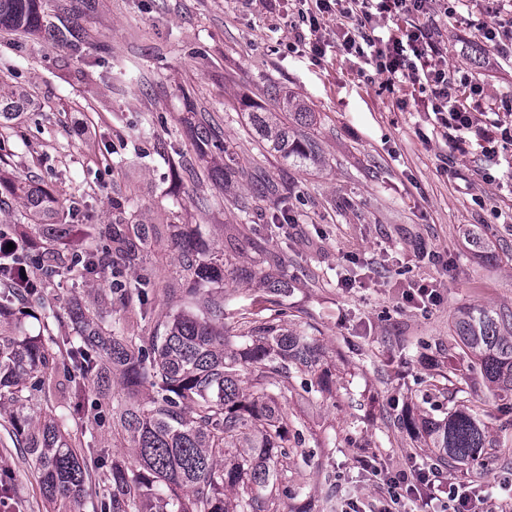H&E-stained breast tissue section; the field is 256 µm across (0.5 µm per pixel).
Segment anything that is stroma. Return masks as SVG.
<instances>
[{
	"mask_svg": "<svg viewBox=\"0 0 512 512\" xmlns=\"http://www.w3.org/2000/svg\"><path fill=\"white\" fill-rule=\"evenodd\" d=\"M90 34L82 54L40 35L0 33V87L23 89L31 108L0 122L7 176L40 185L58 204H74L70 232L38 236L21 201L9 198L0 219L19 225L30 248L80 252L85 230L110 224L116 205L158 228L143 253L174 293L152 300L153 317L182 305L190 282L178 264L181 231L200 228L214 253L232 251L240 277L210 284L238 315L267 307L258 276L280 258L293 290L285 324H310L324 367L336 381L321 396L289 394L290 418L305 422L293 459L303 464L311 512H371L389 476L435 465L401 424L406 412L440 420L464 405L494 439L484 465L442 468L447 480L480 496L512 502V395L497 397L452 338L457 311L512 310V147L489 154L477 136L464 152L433 132L428 96L405 83L388 86L361 59L325 57L295 44L296 12L269 13L262 0H67ZM437 29L449 66L483 86L468 98L477 127L497 120L512 94V52L484 38L491 25L481 0L455 13L423 18ZM485 50L470 59L473 45ZM302 100L316 115L307 128L326 159L301 171L268 153L250 124L247 104L275 109L278 96ZM219 125L243 167H259L277 196L247 214L234 202L257 186L229 175L208 180L220 156L198 150L202 113ZM194 166L198 177H189ZM487 245L474 247L467 229ZM111 271L90 278L55 276L44 302L107 312ZM423 284L440 302H406ZM0 470L12 481L0 512H49L23 449L0 427Z\"/></svg>",
	"mask_w": 512,
	"mask_h": 512,
	"instance_id": "stroma-1",
	"label": "stroma"
}]
</instances>
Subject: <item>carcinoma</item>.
I'll return each mask as SVG.
<instances>
[{"label": "carcinoma", "mask_w": 512, "mask_h": 512, "mask_svg": "<svg viewBox=\"0 0 512 512\" xmlns=\"http://www.w3.org/2000/svg\"><path fill=\"white\" fill-rule=\"evenodd\" d=\"M0 30L13 34L43 32L51 44L79 53L86 32L63 7L57 20L42 28L40 0H0ZM25 103L15 90H0V119ZM251 124L268 149L299 167L321 164L317 143L302 127L314 113L296 98H283L277 112H251ZM201 140L223 145L222 133L206 118L197 126ZM16 197L26 209L45 211L50 193L41 186H20L0 175V199ZM70 208L60 207L44 224L48 239L67 234ZM155 228L120 211L99 233V244L80 255L60 251L18 254L23 265H39L42 278L19 281L0 272V419L16 448H23L40 475L55 512H74L86 494L91 474L107 468L106 489L93 512H309L301 487L291 484V444H300L302 421L288 418L282 401L289 379L301 378L307 393H329L333 381L317 373L321 349L304 329L281 324L279 298L292 285L277 261L262 272L270 313L241 322L239 333L224 330V298L189 288L190 307L156 320L138 335L113 333L108 316L91 308L61 313L46 310L47 277L74 270L91 273L116 255L136 271L135 279L112 289L119 304L149 318L151 298L172 289L143 266L144 249ZM179 263L196 284L217 283L236 274L231 258L214 255L201 236L189 233ZM37 307L57 333L26 335L15 320L14 303ZM458 347L471 372L493 392L512 393V312L468 307L453 322ZM68 365L58 379L59 361ZM117 376L125 399L112 408V435L137 461L91 447L76 449L68 425L91 417L103 421L102 402H89L86 387L107 388ZM428 447L443 466H467L490 447L488 427L468 407L448 412L441 422L422 420Z\"/></svg>", "instance_id": "obj_1"}]
</instances>
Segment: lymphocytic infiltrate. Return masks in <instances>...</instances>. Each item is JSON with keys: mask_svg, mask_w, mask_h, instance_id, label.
<instances>
[{"mask_svg": "<svg viewBox=\"0 0 512 512\" xmlns=\"http://www.w3.org/2000/svg\"><path fill=\"white\" fill-rule=\"evenodd\" d=\"M297 10L302 28L296 31L298 41L308 42L314 55L327 52L328 41L322 34L326 21H345L340 53L366 59L377 74L388 83L411 81L428 91L436 116L435 128L447 132L449 144L462 148L469 132H478L488 143L512 145V125L494 122L490 128L475 129L470 113L459 98L465 77L450 70L448 62L432 40L430 30L416 26L405 37L377 35L381 19L396 20L428 14L432 9L454 11L452 0H299ZM419 496L426 502H441L444 512H495L494 507L480 508L475 497L451 482H444L434 468H417L387 479L386 498L379 512H392L401 496Z\"/></svg>", "mask_w": 512, "mask_h": 512, "instance_id": "f902f5d3", "label": "lymphocytic infiltrate"}]
</instances>
